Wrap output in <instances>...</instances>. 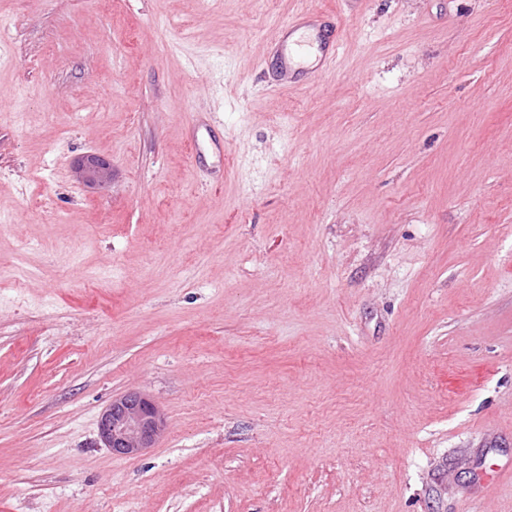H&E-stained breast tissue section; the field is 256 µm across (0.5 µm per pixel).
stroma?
Segmentation results:
<instances>
[{"label":"stroma","instance_id":"stroma-1","mask_svg":"<svg viewBox=\"0 0 512 512\" xmlns=\"http://www.w3.org/2000/svg\"><path fill=\"white\" fill-rule=\"evenodd\" d=\"M0 22V512H512V0ZM131 391L166 429L117 456ZM74 172L77 180L85 186L99 188L110 182L112 166L96 155H85L76 161ZM165 419L147 396L129 392L102 413L98 433L106 448L119 456H134L152 448L165 431Z\"/></svg>","mask_w":512,"mask_h":512}]
</instances>
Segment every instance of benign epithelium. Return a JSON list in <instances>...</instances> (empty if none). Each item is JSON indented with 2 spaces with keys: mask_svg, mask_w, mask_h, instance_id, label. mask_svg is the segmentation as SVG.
<instances>
[{
  "mask_svg": "<svg viewBox=\"0 0 512 512\" xmlns=\"http://www.w3.org/2000/svg\"><path fill=\"white\" fill-rule=\"evenodd\" d=\"M77 180L90 188L107 185L112 176L111 164L96 156L85 155L74 166ZM165 419L147 396L129 392L102 413L98 433L105 447L119 456H134L155 445L165 431Z\"/></svg>",
  "mask_w": 512,
  "mask_h": 512,
  "instance_id": "obj_1",
  "label": "benign epithelium"
}]
</instances>
